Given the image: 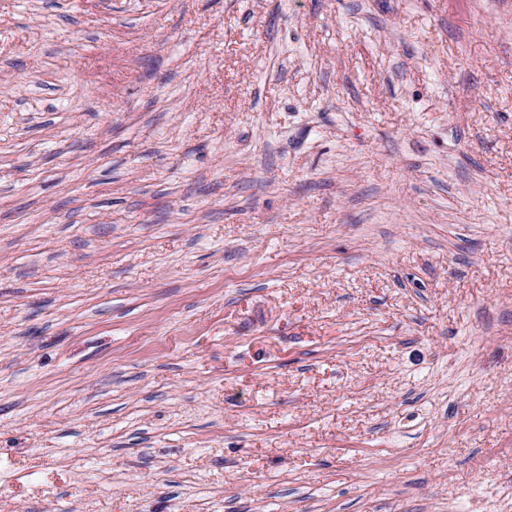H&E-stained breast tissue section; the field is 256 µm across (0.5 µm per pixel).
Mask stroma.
I'll return each instance as SVG.
<instances>
[{
  "label": "stroma",
  "instance_id": "obj_1",
  "mask_svg": "<svg viewBox=\"0 0 512 512\" xmlns=\"http://www.w3.org/2000/svg\"><path fill=\"white\" fill-rule=\"evenodd\" d=\"M0 512H512V0H0Z\"/></svg>",
  "mask_w": 512,
  "mask_h": 512
}]
</instances>
